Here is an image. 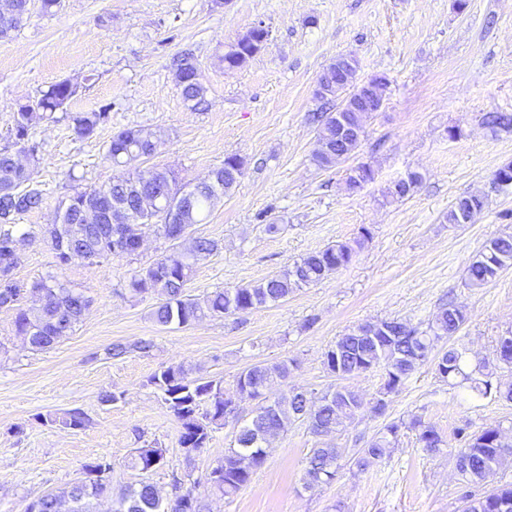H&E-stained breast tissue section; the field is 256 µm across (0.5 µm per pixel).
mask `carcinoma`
<instances>
[{
	"label": "carcinoma",
	"mask_w": 512,
	"mask_h": 512,
	"mask_svg": "<svg viewBox=\"0 0 512 512\" xmlns=\"http://www.w3.org/2000/svg\"><path fill=\"white\" fill-rule=\"evenodd\" d=\"M30 11V0H0V38H7L17 30ZM264 42L261 33L253 30L229 46L224 54L225 67L239 68L245 65L261 48ZM359 61L351 55H341L331 62L324 74L336 78V70L345 75L357 72ZM174 78L181 88L184 102L196 109L206 103V89L198 79L194 56L186 53L174 61ZM78 93L77 87L68 80L56 82L39 96L19 104L12 110L10 138L15 150H0V308L15 311L14 327L18 335L26 338L31 349L45 351L52 348L63 337L73 331L81 321L88 306L85 294L69 287L56 275H47L29 286L14 277L21 263L17 247L14 218L42 208L44 196L34 170L39 163L40 146L32 140V129L36 124L54 118L64 111ZM363 86L351 80L339 87L335 99L348 103L352 97L361 98ZM112 104H104L91 112H76L70 116L75 134L90 138L111 120ZM370 112L369 102L345 113L347 122L365 133V120ZM320 123L318 128L319 148L315 161L321 167H331L342 159L353 155L361 139L343 142L340 140L336 116L320 112L313 116ZM486 125L495 133L512 132L511 112H491ZM159 131L141 127H125L114 133L109 142L106 158L116 159L124 153V165L118 174L106 184L109 200L130 209L132 224L144 225L146 218H157L169 208H178L177 222L155 230L170 243L168 252L147 267L138 270L131 278L129 287L134 296L153 293L160 298L152 311V318L161 326L186 327L207 317L224 314H241L253 309L275 304L288 299L295 292L318 284L325 273L339 269L351 262L368 235L353 242H338L284 266L279 272L255 283L234 288H225L199 302L185 295V288L200 257L219 250L217 241L206 237H194L189 228L202 223L214 202L230 192L244 174V160L236 155L224 156V163L213 170V176L189 187L180 180L178 172L170 167H157L149 177L137 173L135 163L153 154ZM140 184L139 192L131 196L127 184ZM98 188L76 189L59 207L56 223L40 229L43 237L55 251L58 264L67 263L64 255L57 252L56 237H63L74 244L76 251L86 260L99 263L112 255L135 256L137 241L133 233H112L110 224H88L84 209L97 201ZM484 201L476 195L460 196L448 208V223L465 224L482 209ZM512 266V235L492 239L467 268L469 285L481 288ZM39 294V305L26 308L22 305L27 291ZM461 309L450 303L428 323L424 330L408 326L398 319H385L380 324L385 331L376 337L361 334L362 326L340 336L326 351L324 364L327 370L340 377L360 376L381 367L385 371L382 397L372 406L377 414L385 412V396L395 392L407 377L428 358L434 342L450 338L464 323ZM495 358L499 363L512 367V339L499 338ZM295 361L282 360L274 364L257 363L242 371L233 390L224 388L222 380H207L195 377L182 365L167 366L153 373L149 383L161 394L169 411L180 423L179 445L183 448H203L211 432L234 421L238 409L232 407L233 400L247 396L258 401L256 414L250 425L239 430L236 446L224 453L213 471L220 476L207 482L210 491L231 497L247 487L254 472L266 459L264 444L271 434L288 431L294 422L308 423L313 434L321 435L336 431L345 423L354 422L363 408V401L347 387L328 390L319 396L311 393L293 392L283 395L270 404L261 401L264 391L278 381H285L291 374ZM486 362L474 364L466 360L465 353L450 348L444 352L437 364V373L442 379H459L467 384L474 394L486 397L492 392H501L512 399V384L506 389L493 385L490 379H481ZM49 421L64 428L79 429L87 418L78 409L64 410L49 417ZM404 422H390L383 432L365 448L353 453L354 465L359 470L389 455L394 447ZM408 428L418 431V441L426 451H439L443 440L437 430L414 418ZM501 428L488 426L469 436L461 428L458 435L465 438V454L461 479L468 485L486 480L499 466L503 458L512 454V448L501 447ZM166 450L158 444L135 449L127 466L139 471L154 464L159 468L165 462ZM342 452L335 447L313 448L308 457L304 487L329 484L336 479ZM111 464L95 460L84 464L87 475L82 484H75L59 494L48 493L39 497L40 512H92L90 500L99 497L105 490L103 477L92 475V470ZM465 512H512V487L499 488L478 497L465 495ZM202 497L189 490L165 501L156 487L146 481L131 485L115 500L112 512H203Z\"/></svg>",
	"instance_id": "cac0c4a2"
}]
</instances>
